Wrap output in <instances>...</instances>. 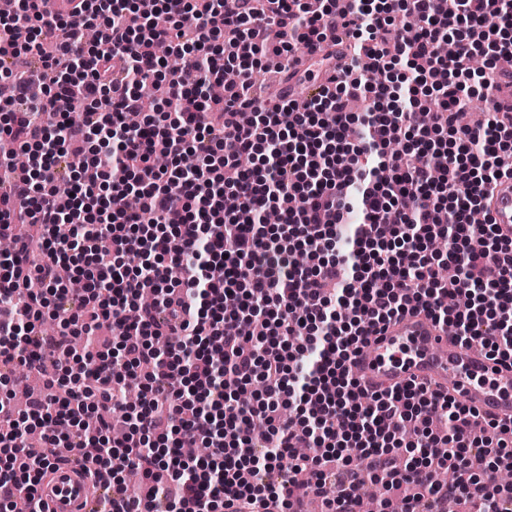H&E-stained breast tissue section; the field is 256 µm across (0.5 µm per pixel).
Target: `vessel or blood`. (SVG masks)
Returning a JSON list of instances; mask_svg holds the SVG:
<instances>
[{"label": "vessel or blood", "instance_id": "obj_1", "mask_svg": "<svg viewBox=\"0 0 512 512\" xmlns=\"http://www.w3.org/2000/svg\"><path fill=\"white\" fill-rule=\"evenodd\" d=\"M490 214L494 223L512 225V180L493 190ZM353 373L370 389L426 380L485 418H512V367L498 363L486 350L461 345L423 312H406L371 335ZM102 490L73 461L43 479L38 494L46 512H95Z\"/></svg>", "mask_w": 512, "mask_h": 512}]
</instances>
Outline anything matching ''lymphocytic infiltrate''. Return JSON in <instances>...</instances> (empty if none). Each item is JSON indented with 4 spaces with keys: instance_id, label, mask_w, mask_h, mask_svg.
Returning <instances> with one entry per match:
<instances>
[{
    "instance_id": "f902f5d3",
    "label": "lymphocytic infiltrate",
    "mask_w": 512,
    "mask_h": 512,
    "mask_svg": "<svg viewBox=\"0 0 512 512\" xmlns=\"http://www.w3.org/2000/svg\"><path fill=\"white\" fill-rule=\"evenodd\" d=\"M341 28L354 58L322 94L244 98L262 57H281L288 73L296 46ZM448 38L456 53L443 58ZM218 39L240 79L208 101L202 91L224 76ZM159 42L189 60L164 78L166 109L152 113L139 86L163 77ZM479 54L488 62L475 71ZM505 57L512 0H351L342 13L336 0H89L86 14L49 22L39 0H18L0 18V80L13 89L0 139L32 165L0 152V239L14 242L0 257V307L26 302L0 322V381L20 364L43 374L45 392L20 413L0 395V449L13 460L0 470V512L19 493L44 512L38 486L75 450L90 476L109 475L107 512H222L228 498L245 512H300L283 466L295 448L308 451L294 466L324 512L361 507L354 456L419 487L405 512H435L448 498L512 512V490L494 480L512 468V420L486 419L423 383L371 392L351 372L367 336L411 305L512 361V237L467 221L512 179ZM472 80L491 103L481 130L457 122ZM359 98L371 121L350 112ZM76 100L85 110L75 117ZM429 101L438 111L424 127ZM394 142L401 152L389 153ZM74 154L82 170L68 167ZM228 193L236 212L224 210ZM290 195L297 204L281 228L266 227V211ZM353 211L360 221L341 253L339 227ZM20 224L36 236H17ZM437 237L447 252L430 249ZM83 244L94 271L75 296L64 275ZM447 265L455 281L440 277ZM147 287L156 299L143 308ZM452 292L469 297L466 310L449 308ZM49 308L61 315L54 338L40 327ZM104 321L115 348L96 339ZM74 337L95 364L69 379ZM256 379L263 389L247 406L224 389ZM195 441L208 456L183 455ZM436 443L456 473L439 487L420 477ZM402 451L411 459L399 469ZM131 469L143 476L134 496Z\"/></svg>"
}]
</instances>
